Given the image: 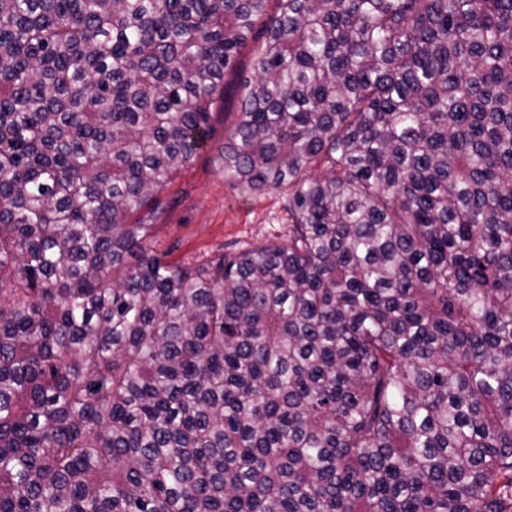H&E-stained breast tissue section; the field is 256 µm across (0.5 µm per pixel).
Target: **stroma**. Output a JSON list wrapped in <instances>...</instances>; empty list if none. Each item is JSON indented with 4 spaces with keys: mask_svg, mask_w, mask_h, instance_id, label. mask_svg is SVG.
<instances>
[{
    "mask_svg": "<svg viewBox=\"0 0 512 512\" xmlns=\"http://www.w3.org/2000/svg\"><path fill=\"white\" fill-rule=\"evenodd\" d=\"M257 54L246 48L224 77V99L213 113L211 138L160 194L152 217L157 250L187 261L220 252L239 253L288 239L292 219L284 191L250 192L225 179L219 153L240 105V81L253 77Z\"/></svg>",
    "mask_w": 512,
    "mask_h": 512,
    "instance_id": "stroma-1",
    "label": "stroma"
}]
</instances>
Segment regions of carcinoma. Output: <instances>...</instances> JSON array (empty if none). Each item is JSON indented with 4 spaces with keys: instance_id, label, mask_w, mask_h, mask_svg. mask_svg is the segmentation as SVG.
Returning a JSON list of instances; mask_svg holds the SVG:
<instances>
[{
    "instance_id": "1",
    "label": "carcinoma",
    "mask_w": 512,
    "mask_h": 512,
    "mask_svg": "<svg viewBox=\"0 0 512 512\" xmlns=\"http://www.w3.org/2000/svg\"><path fill=\"white\" fill-rule=\"evenodd\" d=\"M0 512H512V0H0ZM249 41L237 68L224 76V100L213 113L211 138L192 161L161 192L160 206L150 224L158 251L170 261L239 253L288 239V192H250L224 178L219 153L231 133L240 105V80L254 76V47L264 38Z\"/></svg>"
}]
</instances>
